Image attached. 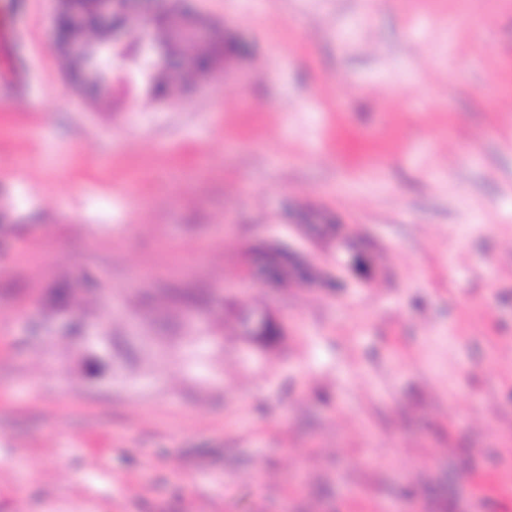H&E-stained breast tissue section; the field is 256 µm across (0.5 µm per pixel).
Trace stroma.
<instances>
[{"label":"stroma","mask_w":512,"mask_h":512,"mask_svg":"<svg viewBox=\"0 0 512 512\" xmlns=\"http://www.w3.org/2000/svg\"><path fill=\"white\" fill-rule=\"evenodd\" d=\"M196 4L247 49L163 102L83 100L54 0L9 32L0 512H512V0ZM255 245L261 247L266 253L268 259H274L279 262V277L270 281L260 275L266 288H276L278 285L288 279H294L301 282H309V267L306 262L302 261L290 248L278 246L273 242L258 241ZM242 319L245 328V335L249 336L253 341L255 336H260L258 340L261 343L269 344L276 340L279 336L274 326L270 327L265 336H262V332L269 322L277 323L281 328V334H283L282 324L268 313H259L249 309L246 303H242Z\"/></svg>","instance_id":"obj_1"}]
</instances>
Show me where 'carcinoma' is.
I'll return each mask as SVG.
<instances>
[{
	"mask_svg": "<svg viewBox=\"0 0 512 512\" xmlns=\"http://www.w3.org/2000/svg\"><path fill=\"white\" fill-rule=\"evenodd\" d=\"M58 41L75 47L65 55L69 77L83 86L92 101L100 102L110 98L106 93L111 84L108 60L122 55L134 65V80L138 81L146 94L154 100L167 98L175 89L166 69L154 66L153 60L132 44L112 42V33L100 24L95 0H70L67 9L59 12L55 19ZM150 27L155 44L161 48L170 47L172 34L163 15L144 21ZM238 50L236 43L227 44L225 39L206 42H181L175 46L168 61V67L176 68L180 57H188L192 65L181 73V84L188 88L198 77L213 71L220 57L226 55V48Z\"/></svg>",
	"mask_w": 512,
	"mask_h": 512,
	"instance_id": "cac0c4a2",
	"label": "carcinoma"
}]
</instances>
